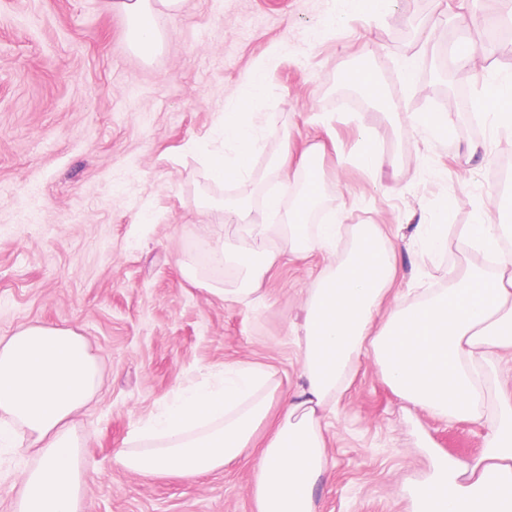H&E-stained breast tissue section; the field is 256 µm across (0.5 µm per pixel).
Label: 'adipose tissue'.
Instances as JSON below:
<instances>
[{"label":"adipose tissue","instance_id":"obj_1","mask_svg":"<svg viewBox=\"0 0 512 512\" xmlns=\"http://www.w3.org/2000/svg\"><path fill=\"white\" fill-rule=\"evenodd\" d=\"M183 2L113 0L112 7L130 17V40L148 55L160 41L155 14L180 10ZM265 92V73L254 69L225 110L220 132L235 162L206 154L214 182L247 173L258 127L248 106ZM475 108L500 137L512 138V78H487ZM298 166L302 185L285 223L264 222L243 200L224 207V220L236 225L243 246L235 253L214 246L209 270L220 276L231 266L241 270L232 301L257 300L277 258L326 251L336 243L334 221L308 223L321 200L323 173L307 156ZM501 218L498 198L487 194L461 235L464 248L494 254L493 268L449 271L448 287L411 305L395 303L381 319L376 313L397 251L375 225H353V249L345 260L329 263L308 292L294 335L299 380L293 387L279 390L273 372L260 367L225 366L219 382L178 393L130 433L115 449L114 463L143 476H201L253 449L257 512H317L315 492L330 474L324 420L364 357L404 402L448 422L484 420V392L498 377L492 358L512 351V253L501 249ZM97 390V359L76 331L28 324L0 336V446L33 458L12 484L13 512H84L90 475L72 418ZM486 422V446L467 469L469 484L452 477L437 484L425 499L428 512H497L496 502H512L511 390H498Z\"/></svg>","mask_w":512,"mask_h":512}]
</instances>
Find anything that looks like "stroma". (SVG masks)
I'll return each mask as SVG.
<instances>
[{
  "mask_svg": "<svg viewBox=\"0 0 512 512\" xmlns=\"http://www.w3.org/2000/svg\"><path fill=\"white\" fill-rule=\"evenodd\" d=\"M111 0H0V335L39 323L71 328L100 357L102 388L74 419L91 478L85 512H256L254 451L198 477H144L112 452L181 390L242 363L298 380L291 335L326 254L282 257L258 302L224 300L189 281L237 232L222 206L261 210L282 155L319 150V213L375 224L399 244L414 224L448 226L446 248H400L388 300L408 304L448 285L449 268L484 263L458 236L487 187L512 196V148L489 142L471 105L445 139L415 120L452 100L437 52L463 38L484 51L464 67L468 95L483 73L512 72V39L480 29L505 0H389L372 19L336 17L333 0H185L160 10L161 48L143 58ZM266 66L268 90L246 180L213 183L201 160L245 76ZM373 67L385 100L370 103L343 72ZM372 139H365V131ZM476 154H469V146ZM388 158L367 174L359 157ZM325 432L332 463L318 512H423L421 485L484 448L477 423H448L404 403L371 359L337 401Z\"/></svg>",
  "mask_w": 512,
  "mask_h": 512,
  "instance_id": "35a3bbf8",
  "label": "stroma"
}]
</instances>
